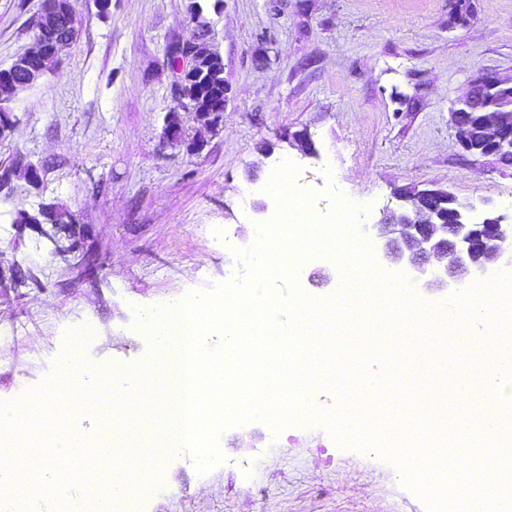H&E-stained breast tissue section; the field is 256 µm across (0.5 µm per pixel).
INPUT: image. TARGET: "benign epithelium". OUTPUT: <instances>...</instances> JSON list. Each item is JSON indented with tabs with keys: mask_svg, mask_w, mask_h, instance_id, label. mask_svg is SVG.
<instances>
[{
	"mask_svg": "<svg viewBox=\"0 0 512 512\" xmlns=\"http://www.w3.org/2000/svg\"><path fill=\"white\" fill-rule=\"evenodd\" d=\"M75 18L74 7L63 10L59 0H42L37 29H55ZM191 36L172 42L169 54L177 57L172 75V112L165 120V139L170 145L185 143L186 129L178 120L180 112L193 111L199 118L210 117L208 109L181 96L185 74L196 61L211 52L206 46L212 36L210 24L190 17ZM46 68L39 56L25 51L23 78L19 85H29L42 77ZM450 123L463 152L472 161L496 158L512 165V79L479 76L464 98L450 112ZM401 205L386 210L377 224L382 240L383 258L391 265L408 264L415 277H429L427 284L436 288H454L465 271L484 273L491 267L512 268V221L502 214L478 213L443 189L399 191ZM50 253L64 261L87 264L89 250L68 230H55L50 239Z\"/></svg>",
	"mask_w": 512,
	"mask_h": 512,
	"instance_id": "benign-epithelium-1",
	"label": "benign epithelium"
}]
</instances>
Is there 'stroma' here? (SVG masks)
<instances>
[{
	"label": "stroma",
	"mask_w": 512,
	"mask_h": 512,
	"mask_svg": "<svg viewBox=\"0 0 512 512\" xmlns=\"http://www.w3.org/2000/svg\"><path fill=\"white\" fill-rule=\"evenodd\" d=\"M42 0H0V68L29 47ZM213 27L229 99L217 130L186 117L192 152L162 142L172 105L166 47L188 38L191 6ZM458 24L451 0H112L100 15L76 0L79 35L59 63L9 104L0 169L40 163L38 187L0 192V252L36 284L0 286V403L52 380L65 338L90 329L86 363L116 370L146 358L135 326L148 308L211 291L238 264L276 204L265 186L279 161L316 192L369 206L363 225L395 206V189L445 188L477 209L512 216V167L471 164L449 112L471 79L512 77V0H468ZM311 139L302 155L297 139ZM252 186L249 216L239 194ZM45 204L75 215L93 271L51 256L17 224ZM333 259L309 257L302 293L332 296ZM221 462L198 474L192 453L167 458L144 512H429L376 449L339 445L320 424L273 431L226 428Z\"/></svg>",
	"instance_id": "stroma-1"
}]
</instances>
